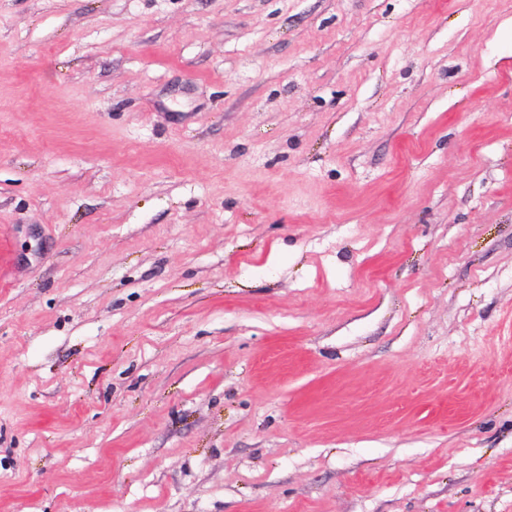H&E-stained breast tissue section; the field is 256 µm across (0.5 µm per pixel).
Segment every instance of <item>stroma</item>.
<instances>
[{"instance_id": "obj_1", "label": "stroma", "mask_w": 512, "mask_h": 512, "mask_svg": "<svg viewBox=\"0 0 512 512\" xmlns=\"http://www.w3.org/2000/svg\"><path fill=\"white\" fill-rule=\"evenodd\" d=\"M0 512H512V0H0Z\"/></svg>"}]
</instances>
